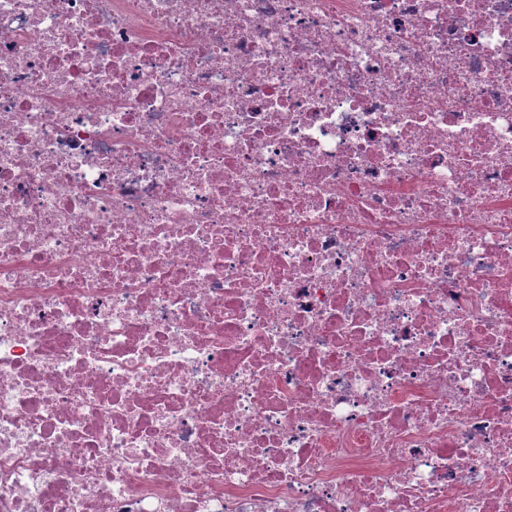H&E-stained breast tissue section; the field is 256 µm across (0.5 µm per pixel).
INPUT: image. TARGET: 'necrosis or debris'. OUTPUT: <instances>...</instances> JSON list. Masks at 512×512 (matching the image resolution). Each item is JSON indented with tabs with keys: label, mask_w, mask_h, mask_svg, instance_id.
<instances>
[{
	"label": "necrosis or debris",
	"mask_w": 512,
	"mask_h": 512,
	"mask_svg": "<svg viewBox=\"0 0 512 512\" xmlns=\"http://www.w3.org/2000/svg\"><path fill=\"white\" fill-rule=\"evenodd\" d=\"M0 512H512V0H0Z\"/></svg>",
	"instance_id": "4bbe7bcc"
}]
</instances>
